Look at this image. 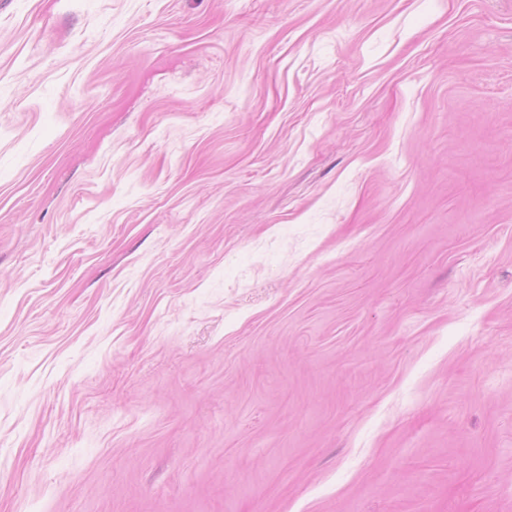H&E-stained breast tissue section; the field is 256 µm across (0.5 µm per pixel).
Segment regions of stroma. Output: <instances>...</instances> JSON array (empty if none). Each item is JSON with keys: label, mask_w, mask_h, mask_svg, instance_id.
<instances>
[{"label": "stroma", "mask_w": 512, "mask_h": 512, "mask_svg": "<svg viewBox=\"0 0 512 512\" xmlns=\"http://www.w3.org/2000/svg\"><path fill=\"white\" fill-rule=\"evenodd\" d=\"M0 512H512V0H0Z\"/></svg>", "instance_id": "1"}]
</instances>
